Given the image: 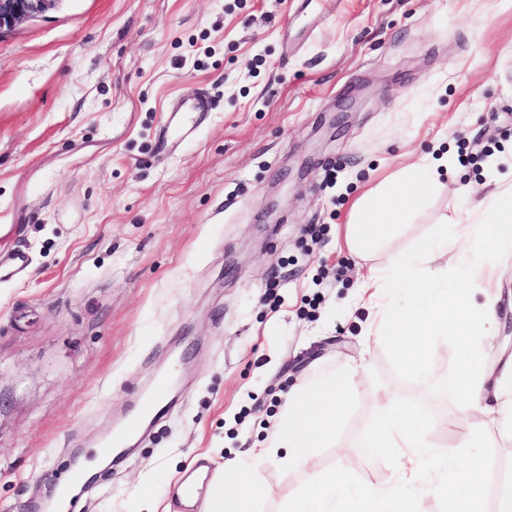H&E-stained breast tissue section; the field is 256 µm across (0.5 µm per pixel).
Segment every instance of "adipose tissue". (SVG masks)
<instances>
[{
  "label": "adipose tissue",
  "instance_id": "adipose-tissue-1",
  "mask_svg": "<svg viewBox=\"0 0 512 512\" xmlns=\"http://www.w3.org/2000/svg\"><path fill=\"white\" fill-rule=\"evenodd\" d=\"M456 163L457 157L451 153L427 156L367 192L346 226L348 249L359 256L378 254L386 240L405 230L413 210L438 186L440 169ZM501 196H512V180L494 182L474 212L473 226L440 225L427 247L370 267L362 288L376 310L374 335L390 342L408 375L427 373L437 337L451 334L464 342L463 363L443 387L454 398L459 413L468 417L476 411L487 417L502 413L507 389L512 386V356L491 365L484 355L487 327L497 320L496 302L485 294L494 285L492 260L512 246V208L497 206ZM452 267L467 273L469 287H459L449 279ZM395 284L402 286L408 299L407 312L397 319L384 305Z\"/></svg>",
  "mask_w": 512,
  "mask_h": 512
}]
</instances>
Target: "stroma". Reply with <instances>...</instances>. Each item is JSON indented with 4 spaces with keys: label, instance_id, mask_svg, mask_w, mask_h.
I'll list each match as a JSON object with an SVG mask.
<instances>
[{
    "label": "stroma",
    "instance_id": "obj_1",
    "mask_svg": "<svg viewBox=\"0 0 512 512\" xmlns=\"http://www.w3.org/2000/svg\"><path fill=\"white\" fill-rule=\"evenodd\" d=\"M206 123L155 147L171 104ZM512 143V0H63L0 37V512H44L80 460L171 381L131 452L101 458L69 512H186L272 428L288 391L365 363L319 470L351 454L383 393L472 433L437 387L463 345L407 376L368 334L362 262L337 237L361 193L435 146L473 156L412 213L389 257L483 200ZM488 361L512 352V249ZM263 512L305 482L260 468Z\"/></svg>",
    "mask_w": 512,
    "mask_h": 512
}]
</instances>
